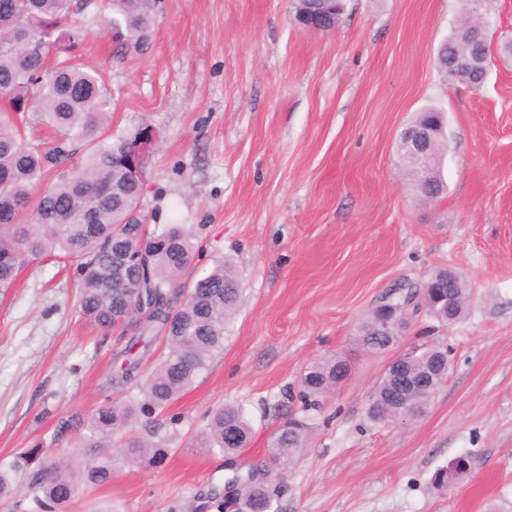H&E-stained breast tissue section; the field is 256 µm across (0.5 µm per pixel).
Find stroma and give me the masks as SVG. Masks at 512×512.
Listing matches in <instances>:
<instances>
[{
    "mask_svg": "<svg viewBox=\"0 0 512 512\" xmlns=\"http://www.w3.org/2000/svg\"><path fill=\"white\" fill-rule=\"evenodd\" d=\"M462 15L463 0H345L332 30L312 32L294 24L291 0H162L139 58L87 22L84 56L107 74L113 135L156 132L141 199L150 227L191 235L189 281L232 263L243 302L223 350L155 418L167 458L117 465L68 512L200 504L230 472L194 437L227 404L252 425L241 470L286 419L308 427L275 512H512V58L496 55L477 89L444 77L436 52ZM425 107L446 119L447 190L434 202L419 200L396 152ZM441 266L469 285L461 322L419 318L388 352L356 347L366 313ZM77 277L74 262L42 259L0 289V467L30 448L74 454L62 422L136 395L110 384L127 334L79 319ZM434 341L451 364L425 412L370 422L388 361ZM336 353L349 377L304 406L305 369ZM462 453L470 478L434 489Z\"/></svg>",
    "mask_w": 512,
    "mask_h": 512,
    "instance_id": "1",
    "label": "stroma"
}]
</instances>
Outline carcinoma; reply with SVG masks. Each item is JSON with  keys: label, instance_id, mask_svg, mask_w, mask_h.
I'll use <instances>...</instances> for the list:
<instances>
[{"label": "carcinoma", "instance_id": "carcinoma-1", "mask_svg": "<svg viewBox=\"0 0 512 512\" xmlns=\"http://www.w3.org/2000/svg\"><path fill=\"white\" fill-rule=\"evenodd\" d=\"M87 0H0V288H10L29 263L60 252L79 268L77 313L98 328L123 324L131 331L115 351L116 384L140 388L142 397L120 405L107 403L86 419L62 426L75 431L89 455H71L54 466L32 471L34 500L45 512H61L83 487L112 481L121 462H155L165 449L147 436H115L128 425L164 411L224 347V330L242 303L236 274L227 264L190 284L183 280L194 256L191 236L173 225L147 232L139 207L140 186L124 172L127 148L142 134L151 159L156 133L148 126L127 137L110 133L112 104L105 78L83 61L84 36L73 17ZM491 0H466L462 21L478 24L469 42L448 36L436 60L438 70L465 81L492 62L491 42L483 21ZM107 30L117 52L143 56L152 47L156 4L153 0H105ZM51 127L56 138L45 147L27 135L29 113ZM419 195L443 194L439 168L412 170ZM447 270L433 275L437 288L425 299V318L446 326L464 318L469 289L464 279L448 283ZM165 352L148 371L155 341ZM356 343L369 354L387 350L395 337L380 331L378 311L357 327ZM447 351L433 343L401 356L399 370L383 374L369 404L374 423L401 418L402 407L390 400L399 372L419 377ZM348 365L338 356L305 370L302 399L316 397L343 380ZM252 438V426L240 406L226 405L211 417L198 437L200 445L226 457L238 455ZM271 457L229 483L236 512H266L274 489L259 475L284 476L307 447L304 426L278 430Z\"/></svg>", "mask_w": 512, "mask_h": 512}]
</instances>
